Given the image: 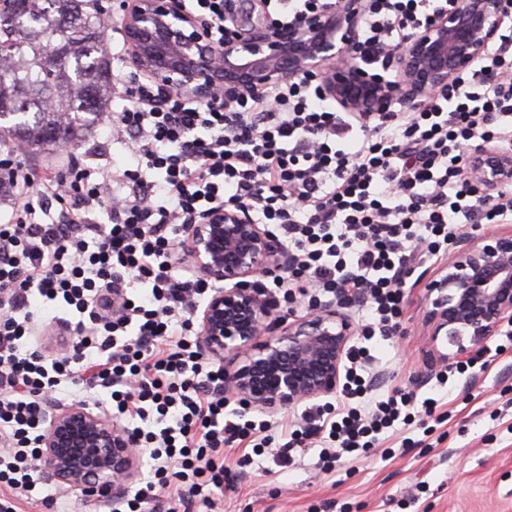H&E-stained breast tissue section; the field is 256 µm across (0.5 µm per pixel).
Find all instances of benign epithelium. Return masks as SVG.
<instances>
[{
  "label": "benign epithelium",
  "instance_id": "7a95c632",
  "mask_svg": "<svg viewBox=\"0 0 512 512\" xmlns=\"http://www.w3.org/2000/svg\"><path fill=\"white\" fill-rule=\"evenodd\" d=\"M256 2L229 15L236 27H250L248 35L230 34L220 45L181 0H124L113 30L135 72L195 100L260 98L284 77L314 73L343 111L370 115L389 111L392 86L413 104L457 84L512 21L505 0H453L447 13L389 51L391 84L357 60L366 0H337L331 11L285 29L271 28ZM468 174L479 197L495 194L512 183V151L483 147ZM184 264L213 284L195 311L197 342L205 359L224 364V396L275 413L336 393L359 332L349 292L288 324L275 317L277 303L258 278L287 269L288 253L243 208L216 207L188 225L175 261ZM427 288V365H446L470 353L464 341L481 343L512 324V227L461 233ZM41 447L47 478L86 494L110 491L115 504L139 477L141 450L131 432L84 403L52 410Z\"/></svg>",
  "mask_w": 512,
  "mask_h": 512
}]
</instances>
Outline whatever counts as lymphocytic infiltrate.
I'll return each instance as SVG.
<instances>
[{"mask_svg": "<svg viewBox=\"0 0 512 512\" xmlns=\"http://www.w3.org/2000/svg\"><path fill=\"white\" fill-rule=\"evenodd\" d=\"M335 0H266L285 27ZM450 0H367L359 63L385 69L383 48L448 11ZM125 107L112 133L135 158L112 170L73 163L67 149L42 166L0 153L11 214L0 224V512H17L44 477L40 440L63 395L108 394L157 467L129 501H159L171 485L209 503L224 486V449L257 434L224 416V368L192 338L210 286L175 268L186 225L218 207H241L287 249L275 288L309 303L345 288L366 295L365 339L398 327L403 288L420 265L447 253L469 223L511 224L512 184L477 204L467 176L472 144L512 145V33L445 90L391 112L337 111L321 83L290 77L262 99L232 105L191 100L135 72L114 82ZM120 306H113L112 295ZM62 301L79 319L66 353L29 347L33 298ZM372 356H349L336 405L303 412L278 454L294 463L306 441L322 446L323 471L374 447L398 424L432 417L438 399L398 388L367 400Z\"/></svg>", "mask_w": 512, "mask_h": 512, "instance_id": "f902f5d3", "label": "lymphocytic infiltrate"}]
</instances>
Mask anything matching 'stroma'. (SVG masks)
<instances>
[{
	"label": "stroma",
	"instance_id": "stroma-1",
	"mask_svg": "<svg viewBox=\"0 0 512 512\" xmlns=\"http://www.w3.org/2000/svg\"><path fill=\"white\" fill-rule=\"evenodd\" d=\"M123 102L112 99L97 113L86 134L72 143L74 157L91 167H125L126 146L114 141L108 113ZM437 268L430 261L415 270L404 288L400 329L389 339L374 337L369 346L381 389L399 386L432 392L431 372L424 363L430 338L424 323L428 306L425 283ZM447 420L430 432L401 428L368 456L341 458L324 473L319 448L306 449L293 466L275 458L285 431L297 425L302 406L267 414L230 401L228 412L268 421L270 447L249 466H238V448L224 451V494L215 508L198 512H512V349L492 369L472 382L457 380L442 401ZM395 455L384 459L383 448Z\"/></svg>",
	"mask_w": 512,
	"mask_h": 512
}]
</instances>
